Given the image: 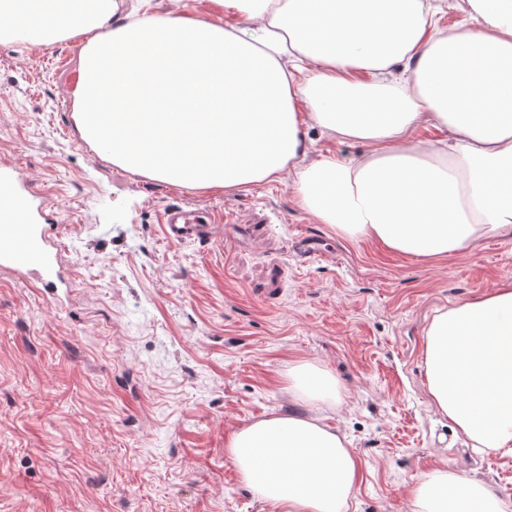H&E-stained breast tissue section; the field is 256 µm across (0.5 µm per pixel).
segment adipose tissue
<instances>
[{
	"label": "adipose tissue",
	"mask_w": 512,
	"mask_h": 512,
	"mask_svg": "<svg viewBox=\"0 0 512 512\" xmlns=\"http://www.w3.org/2000/svg\"><path fill=\"white\" fill-rule=\"evenodd\" d=\"M217 17L142 14L112 25L115 0L60 22L58 0H0L31 26L0 38L83 37L75 118L113 164L190 189L232 191L293 169L297 205L349 240L425 262L512 238V0H465L443 31L435 0H213ZM423 125L444 132L416 138ZM316 127L368 144L358 159L305 162ZM426 382L473 447L512 453V280L437 310ZM288 392L336 403L321 366L297 362ZM228 452L273 512H345L360 463L317 418L276 415L237 431ZM412 512H512L473 476H413Z\"/></svg>",
	"instance_id": "ef3b65f1"
}]
</instances>
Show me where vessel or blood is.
<instances>
[{"instance_id":"1","label":"vessel or blood","mask_w":512,"mask_h":512,"mask_svg":"<svg viewBox=\"0 0 512 512\" xmlns=\"http://www.w3.org/2000/svg\"><path fill=\"white\" fill-rule=\"evenodd\" d=\"M43 206L20 166L0 165V273L22 281L37 279L44 293L57 301L69 285L59 274L62 253L55 236L36 221ZM223 220L219 213L172 205L163 214V233L172 242L201 241Z\"/></svg>"}]
</instances>
